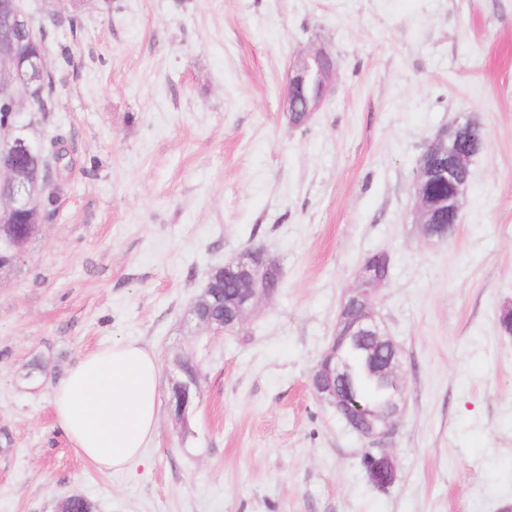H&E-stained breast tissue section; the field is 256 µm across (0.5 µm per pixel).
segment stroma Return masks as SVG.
<instances>
[{"instance_id":"1","label":"stroma","mask_w":512,"mask_h":512,"mask_svg":"<svg viewBox=\"0 0 512 512\" xmlns=\"http://www.w3.org/2000/svg\"><path fill=\"white\" fill-rule=\"evenodd\" d=\"M59 24L54 109L29 129L68 149L58 201L0 275V512H503L512 506V0H24ZM71 49L62 60L60 47ZM335 75L301 126L300 51ZM485 133L454 235L413 222L414 171L460 115ZM283 268L243 328L183 317L204 275L247 248ZM384 251L378 309L406 406L375 488L364 441L310 375L361 260ZM154 349L162 402L132 473L99 471L56 429L52 392L85 354ZM204 380L187 423L175 354ZM47 369L27 379L35 360ZM177 363H173L172 371H171V389L181 394L182 403L175 410L170 409V412L174 416V418L180 423H187V413L189 410V398L192 391L196 394L200 389V382L196 379L200 378L202 381V368L199 362L193 356L188 355L187 353H182L177 357ZM189 380H196L195 382L185 380L183 373Z\"/></svg>"}]
</instances>
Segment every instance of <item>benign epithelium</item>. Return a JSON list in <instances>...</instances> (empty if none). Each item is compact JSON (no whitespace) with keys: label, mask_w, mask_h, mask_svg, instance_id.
Here are the masks:
<instances>
[{"label":"benign epithelium","mask_w":512,"mask_h":512,"mask_svg":"<svg viewBox=\"0 0 512 512\" xmlns=\"http://www.w3.org/2000/svg\"><path fill=\"white\" fill-rule=\"evenodd\" d=\"M26 60L16 56L14 41L10 36L0 37V99L19 104H33L42 91L31 88L24 76ZM334 64L330 54L315 49L300 55L293 63L285 90L286 109L311 117L323 102L331 86ZM475 121L469 116L459 118L451 129L440 130L427 143L418 160L417 176L413 189L415 196V223L420 225L425 240L439 244L448 241L454 233L456 222L440 223L437 202L429 197L427 184L433 180L445 181L455 189L447 204L456 212L461 211L468 189L469 167L472 158L484 149V139L473 143L463 142V134ZM39 146L18 134L17 126L0 127V227L15 224L17 219L38 228L44 210L41 201L34 198L29 179L22 171V160L31 149ZM262 254L258 249L244 253L224 265V274L248 284L247 302L237 304L230 311V319L243 324L257 304L269 296L268 283L281 274L274 264L259 271L255 265ZM25 241L0 237V271L11 270L23 262ZM380 289L372 283L366 264H361L355 274V285L346 290L340 304L333 339L335 345L326 352L314 369L311 388L318 399L347 415L351 414L350 390L345 384V365L340 340L350 339L364 345L370 362L379 379L392 388L388 406L381 412H366L354 417V432L364 439L368 448L363 454L364 468L369 481L385 490L398 480L395 457L384 448L393 435L403 414L405 399L403 376L400 373V350L390 336L387 324L378 309ZM171 389L181 394L182 403L172 411L174 418L187 423L191 392L200 389V382L184 378L178 364L172 365Z\"/></svg>","instance_id":"7a95c632"}]
</instances>
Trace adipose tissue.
Masks as SVG:
<instances>
[{
  "label": "adipose tissue",
  "mask_w": 512,
  "mask_h": 512,
  "mask_svg": "<svg viewBox=\"0 0 512 512\" xmlns=\"http://www.w3.org/2000/svg\"><path fill=\"white\" fill-rule=\"evenodd\" d=\"M160 384L150 348L135 340L98 347L55 388L56 426L99 470L134 471L156 435Z\"/></svg>",
  "instance_id": "1"
}]
</instances>
